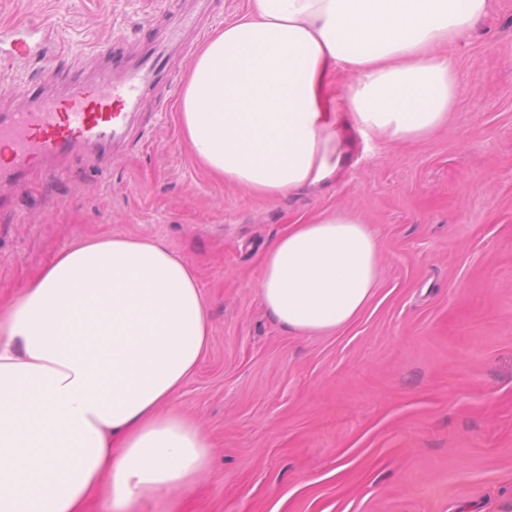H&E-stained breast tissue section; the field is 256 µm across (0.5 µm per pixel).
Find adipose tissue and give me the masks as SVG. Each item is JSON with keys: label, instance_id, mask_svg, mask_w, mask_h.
<instances>
[{"label": "adipose tissue", "instance_id": "ef3b65f1", "mask_svg": "<svg viewBox=\"0 0 512 512\" xmlns=\"http://www.w3.org/2000/svg\"><path fill=\"white\" fill-rule=\"evenodd\" d=\"M493 0H249L200 53L180 97L195 157L279 199L327 185L344 134L417 140L460 83L444 46ZM354 81L336 91L338 72ZM377 230L334 212L266 248L259 299L282 328L330 335L375 295ZM208 303L161 240L104 233L63 250L0 311V512H85L106 487L136 512L192 486L212 444L174 400L203 360Z\"/></svg>", "mask_w": 512, "mask_h": 512}]
</instances>
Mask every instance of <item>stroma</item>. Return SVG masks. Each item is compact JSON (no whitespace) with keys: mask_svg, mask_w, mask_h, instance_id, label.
<instances>
[{"mask_svg":"<svg viewBox=\"0 0 512 512\" xmlns=\"http://www.w3.org/2000/svg\"><path fill=\"white\" fill-rule=\"evenodd\" d=\"M168 0H0L38 60L0 65L65 91L138 55ZM171 91L147 92L123 153L0 187V310L77 239L164 240L209 305L208 351L177 408L212 443L207 475L143 512H512V0L449 46L448 123L417 142L352 137L316 194L266 201L193 157L179 99L202 41L185 35ZM357 214L380 234L375 296L343 331L297 336L256 293L259 261L297 218Z\"/></svg>","mask_w":512,"mask_h":512,"instance_id":"1","label":"stroma"}]
</instances>
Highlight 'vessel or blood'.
Segmentation results:
<instances>
[{"label":"vessel or blood","instance_id":"1","mask_svg":"<svg viewBox=\"0 0 512 512\" xmlns=\"http://www.w3.org/2000/svg\"><path fill=\"white\" fill-rule=\"evenodd\" d=\"M172 79L168 45L154 39L138 63L115 60L110 71L60 97L41 96L29 82L14 84L23 105L0 113V176L19 182L50 160L120 141L142 92Z\"/></svg>","mask_w":512,"mask_h":512}]
</instances>
